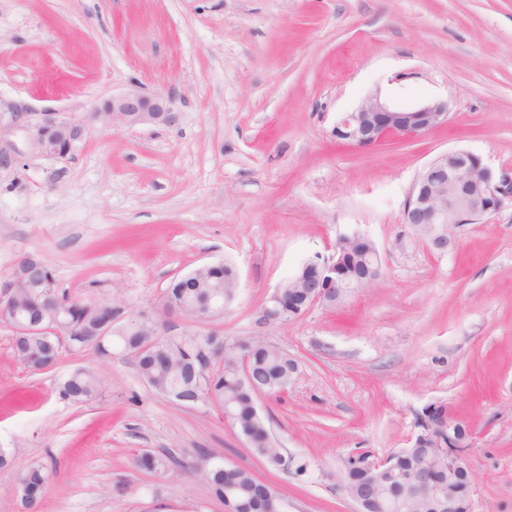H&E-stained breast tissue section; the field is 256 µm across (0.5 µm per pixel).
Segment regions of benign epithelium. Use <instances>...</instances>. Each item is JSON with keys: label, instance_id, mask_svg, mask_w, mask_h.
Listing matches in <instances>:
<instances>
[{"label": "benign epithelium", "instance_id": "benign-epithelium-1", "mask_svg": "<svg viewBox=\"0 0 512 512\" xmlns=\"http://www.w3.org/2000/svg\"><path fill=\"white\" fill-rule=\"evenodd\" d=\"M95 112L104 115L106 124L112 127L133 128L176 121L171 95H148L137 86L112 96L106 101V107H98ZM446 121L448 104L445 102H427L400 109L375 94L366 98L355 111L341 116L332 128V135L358 148L369 149L389 138L422 135ZM87 134L86 119L50 113L34 129L30 146L40 155L64 158L84 144ZM508 201L512 202V179L496 175L474 153L455 151L436 158L419 174L404 205L403 223L412 229L420 224L433 226V233L423 238V242L445 253L456 244V227L478 224L500 211ZM306 269L305 304L299 314L314 306L325 305L332 296L343 298L350 293L344 288L346 277L341 272L337 255L310 259ZM23 280L25 273L18 267L0 283V320L7 323L16 336L48 333L62 336L66 324L60 312L47 321L41 317L28 323L17 321L12 311L6 312L14 288ZM427 445L443 446L451 461L448 493L431 497L435 512H472L475 480L466 462L471 432L456 429L451 418L441 426L430 423L415 440L417 448ZM368 469L372 475L371 488L393 475L386 456L374 458Z\"/></svg>", "mask_w": 512, "mask_h": 512}]
</instances>
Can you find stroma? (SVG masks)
Listing matches in <instances>:
<instances>
[{
    "instance_id": "obj_1",
    "label": "stroma",
    "mask_w": 512,
    "mask_h": 512,
    "mask_svg": "<svg viewBox=\"0 0 512 512\" xmlns=\"http://www.w3.org/2000/svg\"><path fill=\"white\" fill-rule=\"evenodd\" d=\"M174 97L173 125L94 124L74 155L32 152L44 113L83 116L131 85ZM401 108L443 101L423 136L359 149L330 131L371 94ZM465 150L512 178V0H0V280L27 255L59 288L153 312L169 281L211 262L238 287L222 315L173 317L162 337L218 333L299 365L258 409L292 466L252 453L217 406L180 407L131 357L61 345L34 374L0 322V512L43 466L42 512H224L187 471L220 452L276 488L287 512H356L338 487L355 448L413 447L443 403L472 431L473 512H512V205L456 230L440 255L403 224L417 175ZM371 239L383 275L335 307L267 325L265 300L341 237ZM100 397L58 398L75 368ZM172 454L166 475L135 468ZM305 472H298V465Z\"/></svg>"
}]
</instances>
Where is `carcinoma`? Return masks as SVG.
<instances>
[{
	"instance_id": "1",
	"label": "carcinoma",
	"mask_w": 512,
	"mask_h": 512,
	"mask_svg": "<svg viewBox=\"0 0 512 512\" xmlns=\"http://www.w3.org/2000/svg\"><path fill=\"white\" fill-rule=\"evenodd\" d=\"M371 241L364 238L345 255L350 279L357 283L368 276L366 251ZM236 290V273L232 267L220 262L210 275L200 278L198 287H190L181 278L170 281L164 293L166 308L170 311L210 312L215 315L224 310ZM9 305L21 316L50 315L58 308H66L69 325L67 336L73 347L81 349L90 345L102 355H109L115 348L133 356L139 376L155 392L168 396L172 393L182 399L212 402L218 405L241 435L249 441L252 451L273 468L281 467L277 449L272 447L270 433L264 420L255 413L258 392H280L291 384L297 363L287 353L269 345L234 336L215 333L206 336H180L160 339L149 335L150 321L143 317L136 323H122L115 329L108 342L97 343L93 336L96 323L111 319L114 313L104 306L95 313L87 312L84 302L58 292L56 279L46 264L34 267L31 285L18 289ZM299 293L284 295L279 302L282 314L290 320L298 314ZM16 359L34 374L54 368L59 358L56 337H20L13 345ZM249 355V378L240 377L242 356ZM219 361L222 366L209 375L202 374L210 363ZM100 380L90 371L68 374L58 385L60 398L74 404L93 399L99 391ZM371 457L368 450L358 449L340 459L346 473L349 496L362 494L365 488L363 466ZM197 460H211L213 467L205 480L212 493L222 502L238 506L237 512H285L282 497L271 496L266 486L248 469L237 467L224 473L223 458L209 450L196 454ZM424 462L434 483L448 484V455L436 448H401L392 452L395 473L411 468L416 461ZM174 460L168 455L143 453L134 458L140 469L166 474ZM27 487L28 499L23 501L27 512H41L47 485V476L39 466L29 467L20 479ZM376 499L386 505L398 501V512H429L422 505L420 493L399 480L381 482L376 487Z\"/></svg>"
}]
</instances>
